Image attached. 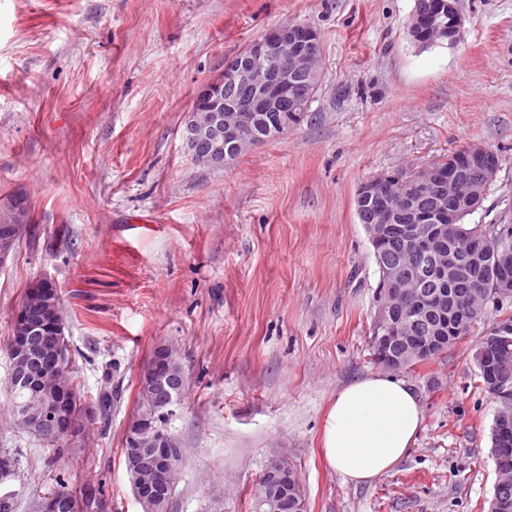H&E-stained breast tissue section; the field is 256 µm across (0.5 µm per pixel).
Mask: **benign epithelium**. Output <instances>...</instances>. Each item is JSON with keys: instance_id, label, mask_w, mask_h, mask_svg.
<instances>
[{"instance_id": "1", "label": "benign epithelium", "mask_w": 512, "mask_h": 512, "mask_svg": "<svg viewBox=\"0 0 512 512\" xmlns=\"http://www.w3.org/2000/svg\"><path fill=\"white\" fill-rule=\"evenodd\" d=\"M448 28L430 31V39H439L450 45L457 43L463 26L459 0H448ZM322 57V43L312 26L285 22L275 26L246 47V56L236 60L217 77L197 92L192 108L184 122V145L193 151L199 139L209 141L215 165L226 151L235 153L249 150L265 139L248 134L258 115L270 113L278 117L290 100H304L312 96L313 88L298 82L303 77L311 82L318 76ZM245 84L251 90L245 99L224 98V78ZM457 164L443 174L441 170L424 166L414 171L421 186L433 191L434 204L421 208L415 199L396 192L399 177L393 171L379 173L362 182L356 199L362 203L375 196L381 197L380 216L365 222L364 228L372 244L392 237L404 243V252L412 256L414 266L393 262L386 269L375 300L374 323L381 335L373 337L377 352L375 363L385 369L401 371L416 359L446 348L447 337L443 327L453 335L459 329L451 326L456 319L457 306L443 290L425 291L418 288L415 271H424L443 281L455 279L467 264L481 263L495 273L497 288L490 292L481 283L467 291L464 305L474 319L480 318L491 299L512 298V251L495 246L490 237L477 238L464 247H452L453 225L462 209L474 210L482 202L487 190L495 182L500 167L492 158V150L480 142H469L455 152ZM0 221L14 227V233L0 237V267L13 252L21 229L28 228L29 216L5 207L0 209ZM25 307H42L51 319L46 327L55 337L52 355L41 366L42 384L32 401L22 409L26 429L32 433L43 431L45 423L54 420L63 424L62 435L69 445L79 443L81 430L65 425L70 405L64 402L68 387L69 357L64 323L52 307L50 292L42 289L28 291ZM414 309L423 310L437 322L436 331L419 332L405 322V316ZM33 326L25 317L17 318L15 336L11 342L10 379L28 369L32 356L27 336ZM401 344L399 355L388 353L393 345ZM177 358L175 349L167 344L155 348L147 365L139 375V386L148 392L167 389L168 412L174 415L182 393L168 388V379L185 376L184 370L172 367ZM493 369V390L508 401L512 399V356L490 354L483 356ZM136 426L129 433L131 447L135 448L136 466L130 484L143 512H160L163 502L170 501L181 470L183 450L179 439L170 431L152 426L150 421L137 417ZM496 432L501 437L512 434V404L498 411ZM15 462L9 455H0V486L8 488L13 481ZM295 470L287 458L272 460L266 467L262 482L256 488L257 509L288 503L296 487ZM492 512H512V500L507 491L512 488V468L496 469Z\"/></svg>"}]
</instances>
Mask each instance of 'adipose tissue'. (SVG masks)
I'll return each mask as SVG.
<instances>
[{
	"mask_svg": "<svg viewBox=\"0 0 512 512\" xmlns=\"http://www.w3.org/2000/svg\"><path fill=\"white\" fill-rule=\"evenodd\" d=\"M423 429L413 385L370 374L337 391L327 415L325 455L344 482L358 485L391 471Z\"/></svg>",
	"mask_w": 512,
	"mask_h": 512,
	"instance_id": "ef3b65f1",
	"label": "adipose tissue"
}]
</instances>
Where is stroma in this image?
<instances>
[{"label": "stroma", "instance_id": "1", "mask_svg": "<svg viewBox=\"0 0 512 512\" xmlns=\"http://www.w3.org/2000/svg\"><path fill=\"white\" fill-rule=\"evenodd\" d=\"M415 0H0V204L30 231L0 267V452L18 461L14 512L65 475L142 512L121 448L154 348L185 388L170 512H252L288 456L308 512H489L497 402L476 388V345L500 318L402 379L425 429L387 475L344 483L322 447L337 390L377 372V266L355 211L372 176L479 141L504 162L470 223H512V0H460L455 46L418 48ZM318 29L311 122L224 166L181 139L197 90L266 30ZM62 298L71 376L89 401L83 450L51 451L11 418L8 346L29 285Z\"/></svg>", "mask_w": 512, "mask_h": 512}]
</instances>
